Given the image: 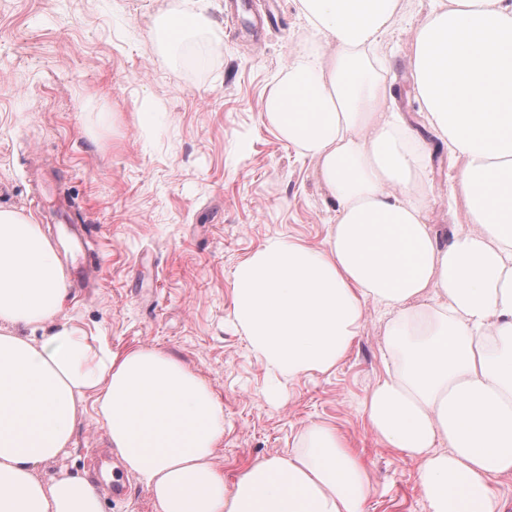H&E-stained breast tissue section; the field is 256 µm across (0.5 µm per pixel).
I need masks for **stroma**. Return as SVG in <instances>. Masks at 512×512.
I'll use <instances>...</instances> for the list:
<instances>
[{
	"mask_svg": "<svg viewBox=\"0 0 512 512\" xmlns=\"http://www.w3.org/2000/svg\"><path fill=\"white\" fill-rule=\"evenodd\" d=\"M207 0L209 29L169 53L155 21L183 0H0V210L40 225L71 252L59 202L95 240L96 281L70 289L58 316L113 349L156 347L196 371L224 405L215 462L226 481L328 423L361 456L365 512H427L419 462L386 447L359 410L382 375L386 320L366 307L330 372L267 392L265 369L233 325L232 274L274 235L324 249L335 205L315 163L279 139L261 110L309 35L294 0ZM427 0H408L379 48L401 113L433 149L427 190L439 238L464 222L448 195L460 166L430 130L410 57ZM108 445L92 402L60 468L90 475Z\"/></svg>",
	"mask_w": 512,
	"mask_h": 512,
	"instance_id": "35a3bbf8",
	"label": "stroma"
}]
</instances>
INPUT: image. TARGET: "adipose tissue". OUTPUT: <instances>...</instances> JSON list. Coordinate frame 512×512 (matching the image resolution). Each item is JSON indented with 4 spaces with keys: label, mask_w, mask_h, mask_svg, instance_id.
I'll return each instance as SVG.
<instances>
[{
    "label": "adipose tissue",
    "mask_w": 512,
    "mask_h": 512,
    "mask_svg": "<svg viewBox=\"0 0 512 512\" xmlns=\"http://www.w3.org/2000/svg\"><path fill=\"white\" fill-rule=\"evenodd\" d=\"M315 41L262 102L336 203L322 251L269 238L233 273L232 321L284 383L344 358L365 306L386 319L384 375L360 410L420 462L428 512H502L512 475V0H429L411 75L430 128L462 166L466 225L440 242L423 185L430 145L400 113L371 48L402 0H295ZM195 6L157 24L167 48L210 27ZM66 274L40 225L0 210V512H103L85 477L41 468L71 447L93 399L108 441L158 512H364L368 477L336 429L225 482L224 406L173 354L112 350L57 323ZM52 331L37 337V329Z\"/></svg>",
    "instance_id": "adipose-tissue-1"
}]
</instances>
